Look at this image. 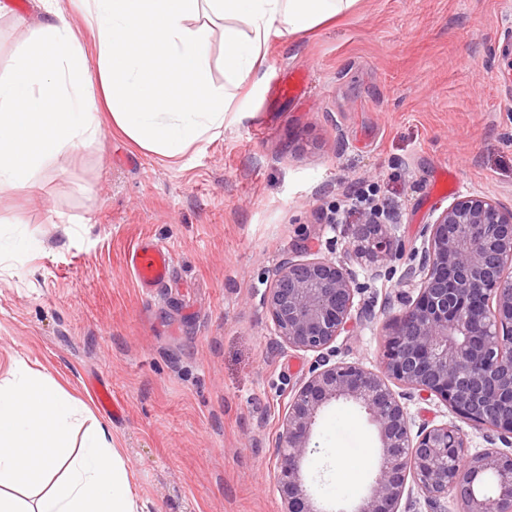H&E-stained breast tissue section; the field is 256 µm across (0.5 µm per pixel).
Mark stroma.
Here are the masks:
<instances>
[{"instance_id":"1","label":"stroma","mask_w":512,"mask_h":512,"mask_svg":"<svg viewBox=\"0 0 512 512\" xmlns=\"http://www.w3.org/2000/svg\"><path fill=\"white\" fill-rule=\"evenodd\" d=\"M44 20L37 0H0V70ZM508 68L512 0H358L333 23L271 34L243 116L179 157L104 123L34 186L0 189V380L21 360L88 406L89 382L110 385L123 416L96 418L141 512H281L275 448L314 361L281 343L264 304L281 260L345 259L355 187L393 205L401 250L377 270L353 264L368 319L336 340L337 360L379 369L426 224L470 193L512 206ZM291 70L309 86L278 97ZM140 240L174 256L150 294L125 263ZM313 441L317 504L358 502L378 464L365 413L329 407Z\"/></svg>"}]
</instances>
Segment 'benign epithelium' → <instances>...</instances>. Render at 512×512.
<instances>
[{
  "mask_svg": "<svg viewBox=\"0 0 512 512\" xmlns=\"http://www.w3.org/2000/svg\"><path fill=\"white\" fill-rule=\"evenodd\" d=\"M391 210L362 211L351 229L353 256L378 267L396 243ZM512 207L471 193L443 209L425 231L421 261L405 269L402 308L389 325L383 366L335 360L336 340L353 333L361 294L344 260L284 259L265 306L283 343L315 354L295 388L276 445L282 512L316 508L305 483L314 428L337 402L363 409L375 427L379 464L349 512H410L408 481L425 498L455 500L458 512H512ZM398 384L402 390L393 389ZM438 398L482 435L469 452L454 422L412 430L404 399Z\"/></svg>",
  "mask_w": 512,
  "mask_h": 512,
  "instance_id": "7a95c632",
  "label": "benign epithelium"
}]
</instances>
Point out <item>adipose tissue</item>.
Here are the masks:
<instances>
[{"label":"adipose tissue","instance_id":"adipose-tissue-1","mask_svg":"<svg viewBox=\"0 0 512 512\" xmlns=\"http://www.w3.org/2000/svg\"><path fill=\"white\" fill-rule=\"evenodd\" d=\"M48 21L0 71V187L33 185L56 155L111 121L174 158L214 135L258 77L271 32L298 34L356 0H39ZM78 8L97 66L71 22ZM224 24V80L209 76L213 22ZM0 512H138L107 427L45 375L0 382Z\"/></svg>","mask_w":512,"mask_h":512}]
</instances>
